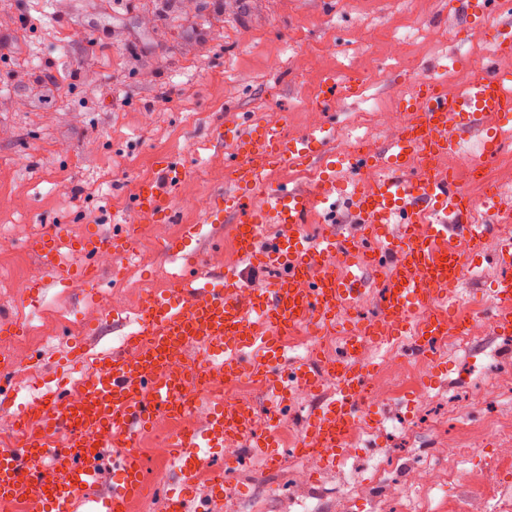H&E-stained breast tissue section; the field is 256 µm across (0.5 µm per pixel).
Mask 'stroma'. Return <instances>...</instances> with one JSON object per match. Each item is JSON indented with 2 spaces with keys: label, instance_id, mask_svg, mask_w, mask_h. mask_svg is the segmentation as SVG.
Masks as SVG:
<instances>
[{
  "label": "stroma",
  "instance_id": "35a3bbf8",
  "mask_svg": "<svg viewBox=\"0 0 512 512\" xmlns=\"http://www.w3.org/2000/svg\"><path fill=\"white\" fill-rule=\"evenodd\" d=\"M468 8L469 0H0V37L8 44L0 58V235L11 239L28 271L19 276L0 256V317L55 333L11 377L0 410L17 411L47 388L65 386L84 357L121 348L136 325L141 288H171L187 256L210 271L246 269L231 247L234 217L205 223L191 202L193 194L210 197L225 187L224 159L234 142H212L216 125L239 114L259 125L280 112L293 137L332 128V152L358 138L384 147L391 112L423 73L445 71L447 87L456 90L483 62L512 72V56L496 58L494 36L469 30ZM391 38L406 42L400 56L385 54ZM457 56L469 67L450 68ZM353 73L363 79L356 95L338 101L335 111L313 110L326 77L341 82ZM489 129L504 149L486 183L463 176L458 182L473 197L490 184L512 201V120L491 117L485 127L467 128L459 154L442 164L464 167ZM165 157L191 170L188 183L172 191L176 221L143 233L165 238V248L123 258L119 279L100 267L95 286H87L78 276L87 262L81 240L118 231L138 181L157 177ZM55 225L66 238L59 261L74 275L35 294L26 288L40 274L29 244ZM495 253L491 245L470 257L464 278L448 288L449 304L459 309L491 297L501 273ZM68 321L74 331H64ZM508 359L512 336L481 332L465 345L448 342L427 380L382 399L359 453L333 466L299 460L311 483L291 482L287 470H269L254 455L237 466L236 494H225L211 480L224 468L213 448L209 470L197 474L189 492L205 512H401L424 487L427 512H512V480L503 479L501 466L512 452L507 445L451 459L444 469L425 458L429 448L442 455L463 447L468 428L512 421V392L477 399L485 371ZM337 393L330 376L315 393L290 388L281 423L303 435L316 398ZM410 418L416 426L404 430ZM384 457L398 463L401 477L382 490L370 463Z\"/></svg>",
  "mask_w": 512,
  "mask_h": 512
}]
</instances>
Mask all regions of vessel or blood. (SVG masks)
I'll return each instance as SVG.
<instances>
[{
    "label": "vessel or blood",
    "instance_id": "1",
    "mask_svg": "<svg viewBox=\"0 0 512 512\" xmlns=\"http://www.w3.org/2000/svg\"><path fill=\"white\" fill-rule=\"evenodd\" d=\"M359 83L356 76L342 83L326 79L319 106L334 108L337 101L355 94ZM403 109L411 119L392 135L390 153L361 148L339 154V162L352 174L349 209L364 230L350 240L325 234L315 252L307 245L303 226L318 210L327 223H335L340 190L335 176L320 167L309 190L294 191L270 184L266 171L288 163L308 165L328 144V128L295 138L288 136L283 117L259 126L234 124L235 149L225 160L226 181L257 198L235 222L236 247L255 265H287V275L263 285L228 269L214 284L201 280L197 263H189V283L146 298L139 326L128 333L124 350L98 360L78 397L49 389L32 403L24 414L26 435L0 451V499L28 500L33 512H74L84 490L97 483L103 447L109 442L119 450L112 466L120 486L104 506L107 512H124L127 499L142 490V463L134 452L137 426L167 414L191 413L196 401L186 397V390L200 375L213 372L227 378L242 373L263 376L273 417L284 408V397L293 385L302 383L314 390L320 377L333 376L338 396L313 412L298 451L336 463L360 412L359 403L367 395L369 369L352 360L347 349L332 366L322 365L313 372L292 367L278 341L281 334L303 324L317 333L335 326L339 312L360 298L361 278L323 274L320 266L355 253L364 269L390 268L379 310L366 333L405 338L408 355L434 356L449 333L460 336L471 328L466 319L449 313V284L462 279L468 256L485 251L494 225L512 222V210H503L498 190L486 189L478 202L450 173L418 169L420 159L458 153L466 126L489 115L512 117V75L490 64L462 91L421 76ZM159 171V178L139 184L130 201L141 223L121 225L109 237L92 235L83 240L88 261L81 275L87 285L96 282L101 255L131 252L143 222L175 220L170 189L186 182L189 171L171 158L161 160ZM480 205L490 215V223L474 222ZM236 206L235 195L217 193L206 209L208 222H223L225 213ZM273 218L288 230L268 240L264 228ZM388 224L401 225L398 242L377 243V235ZM452 236L457 239L453 245L448 242ZM62 239L56 226L32 244L42 266L60 283L72 277L57 261ZM497 252L505 272L484 318L494 334L508 336L512 334V239L502 241ZM211 340L223 343L229 357L219 359L217 350L207 346ZM197 344L205 347L198 367L170 372L181 351ZM256 344L262 356H247V349ZM252 413L249 406L232 414L216 408L205 429L192 428L174 437V458L184 483H191L197 470L208 466V449L239 436ZM106 429L111 430V439H104ZM49 466L59 473L50 485L43 480Z\"/></svg>",
    "mask_w": 512,
    "mask_h": 512
}]
</instances>
